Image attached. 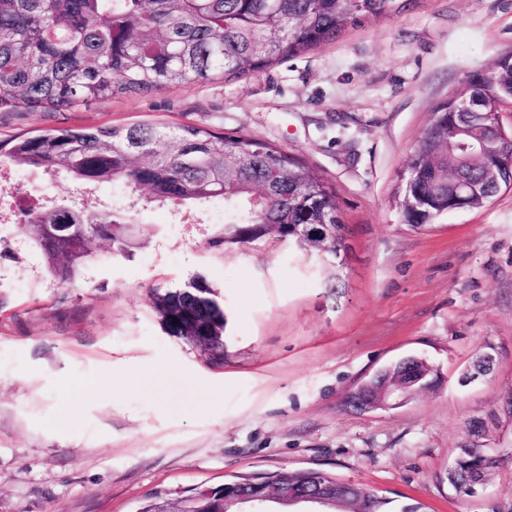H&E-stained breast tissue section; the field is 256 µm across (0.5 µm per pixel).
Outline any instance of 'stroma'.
Returning a JSON list of instances; mask_svg holds the SVG:
<instances>
[{"instance_id":"35a3bbf8","label":"stroma","mask_w":512,"mask_h":512,"mask_svg":"<svg viewBox=\"0 0 512 512\" xmlns=\"http://www.w3.org/2000/svg\"><path fill=\"white\" fill-rule=\"evenodd\" d=\"M512 55V0H414L241 79L71 109L0 107V139L75 126L192 123L282 147L336 192L335 262L272 239L210 246L228 221L144 213L132 257L68 290L19 225L0 224V512H138L149 496L235 475L318 470L421 512H512V189L421 226L403 176L435 107ZM207 280L224 304V361L169 335L153 287ZM489 375L463 376L483 352ZM417 354L437 386L363 411L348 396ZM463 448L493 450L486 491L457 493Z\"/></svg>"}]
</instances>
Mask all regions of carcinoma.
Instances as JSON below:
<instances>
[{
	"mask_svg": "<svg viewBox=\"0 0 512 512\" xmlns=\"http://www.w3.org/2000/svg\"><path fill=\"white\" fill-rule=\"evenodd\" d=\"M413 0H0V103L29 109L72 108L161 87L238 79L335 41L350 24L389 18ZM478 112H497L512 95V60L488 77L470 80ZM448 140V118L423 139L404 181L402 218L429 224L455 204L448 175L471 183L484 177V161L458 159L447 150L435 166L425 157ZM16 166H34L51 178L64 174L77 190L118 187L128 194L99 208L74 197H42L20 208L18 224L44 266L66 288L98 260L91 241L131 257L145 244L139 223L152 208L200 209L215 198L234 211L212 245L258 247L269 226L285 241L334 259L345 248L346 227L336 194L316 172L283 148L247 135H226L192 124L134 122L52 129L0 144ZM152 307L168 334L224 356V306L196 277L183 288H154ZM494 460L466 448L452 467L465 492L467 477ZM331 476L317 471L238 477L185 496L186 512H221L224 495L270 483L298 492ZM350 512H392L390 500L339 493Z\"/></svg>",
	"mask_w": 512,
	"mask_h": 512,
	"instance_id": "1",
	"label": "carcinoma"
}]
</instances>
